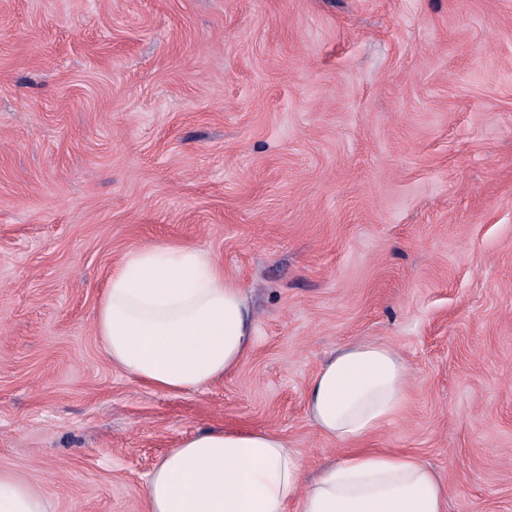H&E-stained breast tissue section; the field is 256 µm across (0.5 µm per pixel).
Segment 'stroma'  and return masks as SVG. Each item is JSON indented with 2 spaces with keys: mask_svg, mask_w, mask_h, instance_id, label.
Returning a JSON list of instances; mask_svg holds the SVG:
<instances>
[{
  "mask_svg": "<svg viewBox=\"0 0 512 512\" xmlns=\"http://www.w3.org/2000/svg\"><path fill=\"white\" fill-rule=\"evenodd\" d=\"M206 250L258 343L169 395L95 330L129 251ZM384 343L447 512H512V0H0V470L48 512H146L209 428L340 449L304 393Z\"/></svg>",
  "mask_w": 512,
  "mask_h": 512,
  "instance_id": "1",
  "label": "stroma"
}]
</instances>
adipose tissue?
Instances as JSON below:
<instances>
[{"label": "adipose tissue", "instance_id": "1", "mask_svg": "<svg viewBox=\"0 0 512 512\" xmlns=\"http://www.w3.org/2000/svg\"><path fill=\"white\" fill-rule=\"evenodd\" d=\"M95 325L114 367L172 395L235 372L256 346L242 288L209 252L189 245L126 253L105 284ZM411 378L389 346L339 350L310 380L304 404L342 455L308 480L274 431H200L149 474L148 512H447L445 486L419 457L362 446L402 415ZM0 512L48 510L32 483L0 471Z\"/></svg>", "mask_w": 512, "mask_h": 512}]
</instances>
